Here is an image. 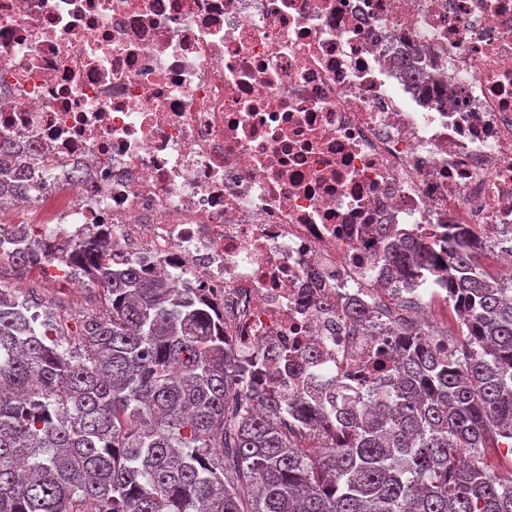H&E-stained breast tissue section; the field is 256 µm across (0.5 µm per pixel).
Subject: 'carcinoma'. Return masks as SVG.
I'll return each instance as SVG.
<instances>
[{
  "label": "carcinoma",
  "instance_id": "obj_1",
  "mask_svg": "<svg viewBox=\"0 0 512 512\" xmlns=\"http://www.w3.org/2000/svg\"><path fill=\"white\" fill-rule=\"evenodd\" d=\"M31 164L0 143V204ZM386 241L388 283L448 278L460 334L403 329L396 377L343 381L323 397L275 386L224 346L208 299L136 265L104 239L50 245L0 227V264L43 257L100 288L75 329L41 318L43 297L0 285V512H512L485 449L512 450V279L481 256L502 238L464 224ZM344 319L373 311L346 307Z\"/></svg>",
  "mask_w": 512,
  "mask_h": 512
}]
</instances>
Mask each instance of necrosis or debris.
<instances>
[{
    "instance_id": "4bbe7bcc",
    "label": "necrosis or debris",
    "mask_w": 512,
    "mask_h": 512,
    "mask_svg": "<svg viewBox=\"0 0 512 512\" xmlns=\"http://www.w3.org/2000/svg\"><path fill=\"white\" fill-rule=\"evenodd\" d=\"M1 78L14 223L111 237L297 393L399 347L341 315L401 297L372 225H512V0H0ZM9 143H0V204L17 199L33 177L30 162Z\"/></svg>"
}]
</instances>
